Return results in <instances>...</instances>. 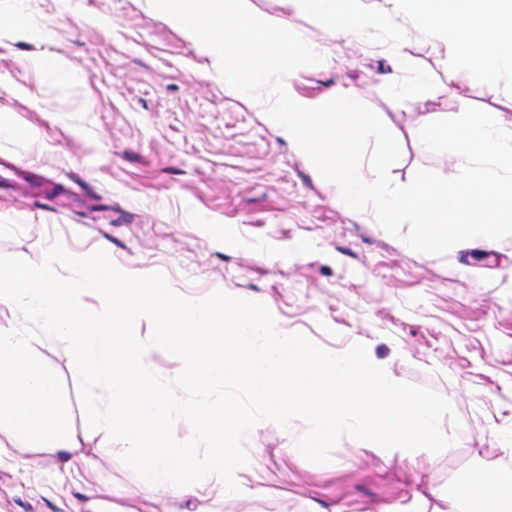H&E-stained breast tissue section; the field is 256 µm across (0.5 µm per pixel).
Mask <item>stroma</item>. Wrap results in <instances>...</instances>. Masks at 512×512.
<instances>
[{
  "mask_svg": "<svg viewBox=\"0 0 512 512\" xmlns=\"http://www.w3.org/2000/svg\"><path fill=\"white\" fill-rule=\"evenodd\" d=\"M249 4L333 55L330 69L301 74L296 89L310 98L357 90L400 145L394 183L420 169L447 175V157L421 151L417 129L426 112H460L476 83L463 70L449 79L429 36L403 21V51L436 87L425 106L397 104L384 88L403 70L389 52L346 42L279 0ZM14 8L32 12L40 35L4 23ZM57 58L79 82L48 74ZM0 122L11 127L0 133V157L27 162L41 189L24 196L0 182V256L39 264L56 242L103 250L123 272L161 273L180 294L220 290L264 303L280 334L304 333L339 354L365 345L398 382L448 400L459 420L449 452L381 451L345 436L325 464L294 454L302 419L257 426L235 473L239 495L213 498L210 512H432L475 461L512 456L501 445L512 437V236L494 250L424 254L371 211L345 208L146 0H0ZM34 347L63 384L72 429L82 430L66 343L41 336ZM124 450L105 435L82 449L107 502L197 512L198 500L144 484ZM86 501L84 485L49 454L0 462V512H87Z\"/></svg>",
  "mask_w": 512,
  "mask_h": 512,
  "instance_id": "stroma-1",
  "label": "stroma"
}]
</instances>
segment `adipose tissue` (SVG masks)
Listing matches in <instances>:
<instances>
[{"mask_svg":"<svg viewBox=\"0 0 512 512\" xmlns=\"http://www.w3.org/2000/svg\"><path fill=\"white\" fill-rule=\"evenodd\" d=\"M449 512H512V463L478 465L469 479L448 488Z\"/></svg>","mask_w":512,"mask_h":512,"instance_id":"ef3b65f1","label":"adipose tissue"}]
</instances>
